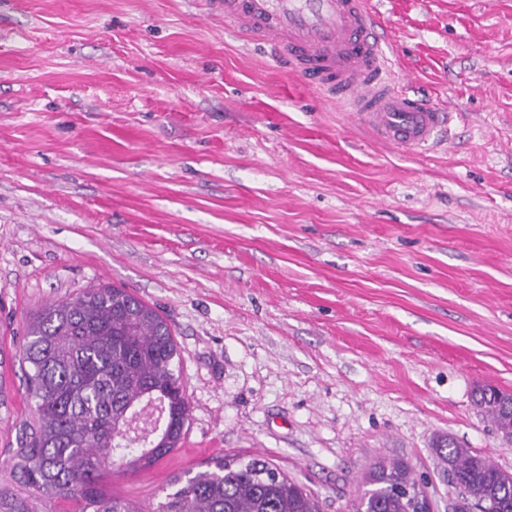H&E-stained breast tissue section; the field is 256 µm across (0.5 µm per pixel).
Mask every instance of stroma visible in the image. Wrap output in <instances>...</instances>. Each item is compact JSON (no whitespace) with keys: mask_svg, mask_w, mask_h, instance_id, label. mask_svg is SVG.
<instances>
[{"mask_svg":"<svg viewBox=\"0 0 512 512\" xmlns=\"http://www.w3.org/2000/svg\"><path fill=\"white\" fill-rule=\"evenodd\" d=\"M454 141L403 153L224 28L209 0H0V485L32 423L26 325L97 284L170 325L190 415L109 493L141 507L219 458L348 512L401 460L436 512L437 437L512 472L473 402L512 392V0H375Z\"/></svg>","mask_w":512,"mask_h":512,"instance_id":"1","label":"stroma"}]
</instances>
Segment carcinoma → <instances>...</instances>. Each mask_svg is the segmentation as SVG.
Wrapping results in <instances>:
<instances>
[{"label": "carcinoma", "mask_w": 512, "mask_h": 512, "mask_svg": "<svg viewBox=\"0 0 512 512\" xmlns=\"http://www.w3.org/2000/svg\"><path fill=\"white\" fill-rule=\"evenodd\" d=\"M22 361L34 423L21 437L13 469L50 498L79 512H321L317 498L266 460L222 459L175 476L146 511L104 490L112 457L129 473L147 469L178 445L189 416L177 343L159 313L125 288L104 284L43 308L27 328ZM475 405L498 429L512 425L479 395ZM448 483L470 489L488 512H512V473L453 441L435 444ZM352 512H410L420 486L400 461L378 462Z\"/></svg>", "instance_id": "obj_1"}]
</instances>
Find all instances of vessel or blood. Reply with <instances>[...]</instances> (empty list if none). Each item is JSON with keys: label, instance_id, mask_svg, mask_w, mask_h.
<instances>
[{"label": "vessel or blood", "instance_id": "1", "mask_svg": "<svg viewBox=\"0 0 512 512\" xmlns=\"http://www.w3.org/2000/svg\"><path fill=\"white\" fill-rule=\"evenodd\" d=\"M237 32L271 44L290 73H307L323 97L402 151L448 146L452 113L399 87L393 48L372 0H212Z\"/></svg>", "mask_w": 512, "mask_h": 512}]
</instances>
